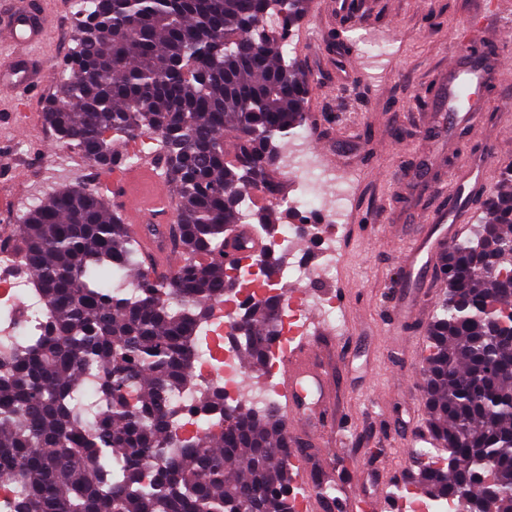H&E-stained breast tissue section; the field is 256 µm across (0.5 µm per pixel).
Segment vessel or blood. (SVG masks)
Returning <instances> with one entry per match:
<instances>
[{
    "label": "vessel or blood",
    "mask_w": 512,
    "mask_h": 512,
    "mask_svg": "<svg viewBox=\"0 0 512 512\" xmlns=\"http://www.w3.org/2000/svg\"><path fill=\"white\" fill-rule=\"evenodd\" d=\"M480 28L479 20H470L464 27L454 59L449 66L447 104L448 116L457 121L465 118L476 90L491 72L499 70L503 61L494 58L475 65L468 61L469 48ZM46 29L41 0H0V44H8L11 58L0 63V85L18 89L41 86L46 81V71L35 48ZM485 160L471 163L461 178L457 179L448 204L434 212L413 244L406 250L401 266L410 282L420 281L423 273L434 265L466 219L470 203L486 183ZM118 201L124 208L133 233L140 238L148 263L156 273H165L176 265L177 249L173 244H160L147 231V223L154 222L168 227L170 215L163 209L169 190L155 184L153 175L146 169H127L117 175ZM261 252L259 240L246 229L237 235L225 249L227 260ZM313 341H306L284 365L281 389L286 396L282 421L290 441L288 462L297 473L296 495L303 512H332L333 498L320 491L319 476L311 467L304 451L302 428L312 419H323L330 405L331 380L320 371L312 360Z\"/></svg>",
    "instance_id": "b4317fda"
}]
</instances>
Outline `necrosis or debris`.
Instances as JSON below:
<instances>
[{
  "label": "necrosis or debris",
  "instance_id": "necrosis-or-debris-1",
  "mask_svg": "<svg viewBox=\"0 0 512 512\" xmlns=\"http://www.w3.org/2000/svg\"><path fill=\"white\" fill-rule=\"evenodd\" d=\"M281 171L295 184L298 192L290 202L295 216L293 223L284 225L271 250L281 261L272 271L261 272L252 259L239 265L238 276L242 282H258L263 286L264 297L279 301L278 324L282 339L271 349L267 365L275 367L284 349L286 337L307 332L311 322L337 327L335 296H314L308 293L292 298L290 290L312 278L327 277L336 258V241L343 226L340 217L349 197V185L337 179L333 168L323 162L314 150L308 135L302 134L288 141L279 153ZM311 239L316 246L317 264L295 257L292 242L298 237ZM20 260L11 250L0 252V305L7 309V316L0 317V336L36 335L44 320L41 305L25 277L7 275L10 267L19 266ZM249 292L238 294L233 302L217 301L202 327L198 343L189 350L192 384L183 386L175 401L183 408L195 405V397L206 383L222 386L228 400L234 405H245L263 411L273 405L275 391L269 379L253 380L248 368L238 365L237 351L224 345V339L237 328V312L243 303L252 301Z\"/></svg>",
  "mask_w": 512,
  "mask_h": 512
}]
</instances>
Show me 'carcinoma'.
<instances>
[{"mask_svg": "<svg viewBox=\"0 0 512 512\" xmlns=\"http://www.w3.org/2000/svg\"><path fill=\"white\" fill-rule=\"evenodd\" d=\"M310 0H75V46L45 108L58 141L90 165L128 166L126 141L151 135L153 164L177 192L184 255L153 276L122 216L98 191L56 186L27 208L12 247L46 307L42 332L0 341L3 512H291L288 437L274 410L232 407L203 436L173 437L172 393L211 304L232 290L226 243L249 191L278 194V141L303 126L311 88L278 54ZM478 230L444 256L448 295L428 328V431L442 468L415 483L460 512H512V165ZM138 266L136 292L112 286ZM279 337L271 299L249 306L233 340L256 368Z\"/></svg>", "mask_w": 512, "mask_h": 512, "instance_id": "obj_1", "label": "carcinoma"}]
</instances>
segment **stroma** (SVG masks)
Segmentation results:
<instances>
[{
	"label": "stroma",
	"mask_w": 512,
	"mask_h": 512,
	"mask_svg": "<svg viewBox=\"0 0 512 512\" xmlns=\"http://www.w3.org/2000/svg\"><path fill=\"white\" fill-rule=\"evenodd\" d=\"M339 18L332 0H311L285 47L312 83L304 126L324 163L348 178L336 265L309 284L338 301L340 332H321L318 357L332 377L329 437L335 451L309 446L333 497L356 480L373 495L403 500L418 471V437L427 429L420 365L427 329L448 291L434 279L426 300L403 288L400 262L467 160L488 161L485 196L500 190L512 163V67L485 82L465 123L448 120V63L461 27L485 0H351ZM478 42L487 55L512 52V0H496ZM73 0H43L48 26L36 49L48 69L67 58L76 25ZM55 90L21 97L0 90V133L21 153L0 165V207L15 206L42 181L58 141L42 118Z\"/></svg>",
	"instance_id": "stroma-1"
}]
</instances>
